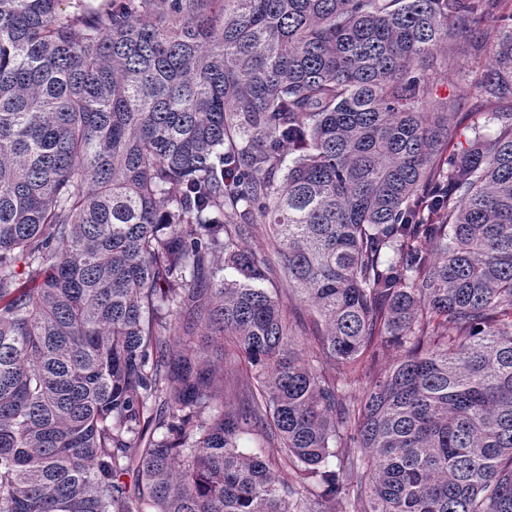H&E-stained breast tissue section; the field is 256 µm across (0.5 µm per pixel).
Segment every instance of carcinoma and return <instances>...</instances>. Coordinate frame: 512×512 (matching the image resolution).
Returning a JSON list of instances; mask_svg holds the SVG:
<instances>
[{
  "label": "carcinoma",
  "instance_id": "carcinoma-1",
  "mask_svg": "<svg viewBox=\"0 0 512 512\" xmlns=\"http://www.w3.org/2000/svg\"><path fill=\"white\" fill-rule=\"evenodd\" d=\"M62 2L0 0V512H512L508 0ZM455 61L448 63V72L441 74L435 84V93L438 97L451 96L457 101L458 112L457 117L454 121L456 125V139L465 141V138L470 135L468 126L471 123V118L467 117L470 112H475L477 101L472 97L470 86L468 81H462L459 79L456 71L460 67L465 71L470 72L469 80L473 77L471 70L475 68L479 69L485 64V60L481 59L479 64L476 65L470 56H467L463 50H459L456 55Z\"/></svg>",
  "mask_w": 512,
  "mask_h": 512
}]
</instances>
